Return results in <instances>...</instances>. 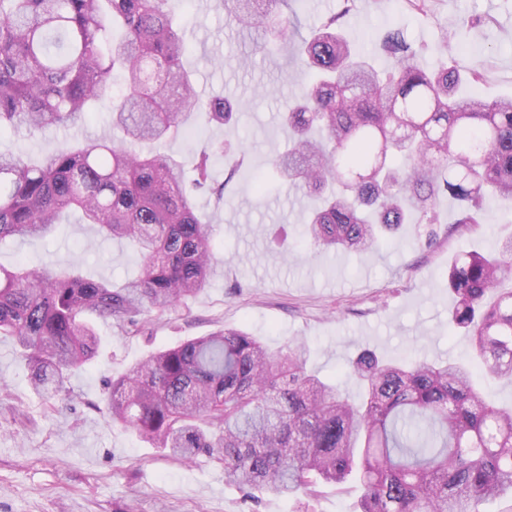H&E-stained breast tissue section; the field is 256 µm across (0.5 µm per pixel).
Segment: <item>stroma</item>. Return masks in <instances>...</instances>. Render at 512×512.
Listing matches in <instances>:
<instances>
[{"label": "stroma", "mask_w": 512, "mask_h": 512, "mask_svg": "<svg viewBox=\"0 0 512 512\" xmlns=\"http://www.w3.org/2000/svg\"><path fill=\"white\" fill-rule=\"evenodd\" d=\"M347 18L349 39L377 47L386 25L405 28L430 52L447 47L465 71L481 64L477 91L489 100L512 96V0H430L428 18L404 0H355ZM192 52L184 65L194 72L202 100L224 98L235 106L224 125H200L165 144L193 165L206 141H224L233 153L215 157L211 175L224 186L226 203H199L213 224L215 252L224 273L185 305L148 318L140 335L100 324V346L71 380L76 400L46 402L30 387V371L11 340L0 339V512H353L357 483L319 487L305 496L245 495L225 483L221 463L201 456L183 461L150 447L132 431L112 425L100 412L106 379L126 373L149 352L223 328L259 336L273 351L294 338L311 349L308 367L331 382L348 383L351 360L368 350L386 361L411 355L467 358L469 339L448 322L453 298L448 268L459 250L489 252L512 234V215L497 198H485L481 221L456 232L454 201L441 198L437 240L425 246L406 224L377 251L318 256L300 240L305 217L317 200L278 190L272 158L288 148L279 116L311 80L291 50H262V31L227 25L220 0H177ZM482 22L458 31L463 13ZM458 37L442 43V31ZM113 135L108 106L79 126L0 134V151L43 154L65 142ZM242 173L231 176L232 168ZM83 273L124 283L140 271L141 258L125 242L105 240L89 224H65L51 238L0 243V265L22 263L53 270L71 260Z\"/></svg>", "instance_id": "stroma-1"}]
</instances>
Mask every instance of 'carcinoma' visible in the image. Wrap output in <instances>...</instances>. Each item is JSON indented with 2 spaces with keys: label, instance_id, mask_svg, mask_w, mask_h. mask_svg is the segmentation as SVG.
<instances>
[{
  "label": "carcinoma",
  "instance_id": "carcinoma-1",
  "mask_svg": "<svg viewBox=\"0 0 512 512\" xmlns=\"http://www.w3.org/2000/svg\"><path fill=\"white\" fill-rule=\"evenodd\" d=\"M354 2L303 37L284 12L288 0H222L227 22L291 44L315 74L281 113L293 147L271 162L285 189L323 199L304 223L310 245L365 251L411 222L427 225L430 246L440 197L456 202L458 230L478 223L486 196L512 202V97L460 94L484 71L422 65L426 47L400 28L379 44L386 65L378 67L342 30ZM188 50L172 0H0V132L75 126L109 100L123 134L36 159L0 152V242L42 238L75 216L142 258L138 276L116 287L75 269L0 265V337L14 341L46 401L72 396L71 378L99 344L94 323L136 335L144 317L198 296L220 272L196 192L224 200L209 162L230 145L201 151L191 178L174 156L136 150L196 112L218 126L232 119L224 99L200 101L182 62ZM508 282L512 237L487 254L458 253L448 322L471 336L468 360L365 353L350 370L358 401L307 370L305 341L272 353L225 328L108 381L106 414L170 456L222 462L224 480L249 496L356 480L358 512H480L512 501V406L489 403L473 379L476 367L512 382Z\"/></svg>",
  "mask_w": 512,
  "mask_h": 512
}]
</instances>
